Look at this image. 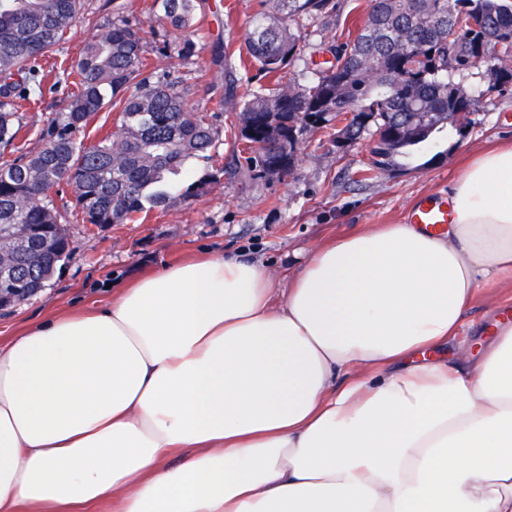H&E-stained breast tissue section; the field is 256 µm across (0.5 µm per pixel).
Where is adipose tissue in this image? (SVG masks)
I'll use <instances>...</instances> for the list:
<instances>
[{
  "label": "adipose tissue",
  "mask_w": 512,
  "mask_h": 512,
  "mask_svg": "<svg viewBox=\"0 0 512 512\" xmlns=\"http://www.w3.org/2000/svg\"><path fill=\"white\" fill-rule=\"evenodd\" d=\"M432 235L375 224L282 279L203 254L0 346V512H512V144ZM178 465H169L171 457ZM481 288L496 289L493 291L481 289L478 292L472 310L468 315L466 326L464 328L465 333L468 336L464 337H467L468 346L471 352L479 350L478 344L482 342L485 335L488 336L493 326V321L498 318L501 311L505 312L510 310L509 316L510 319H512V288H509L508 285L483 286ZM490 293L495 294L499 307L501 308L494 317H492V312L487 304V295Z\"/></svg>",
  "instance_id": "1"
}]
</instances>
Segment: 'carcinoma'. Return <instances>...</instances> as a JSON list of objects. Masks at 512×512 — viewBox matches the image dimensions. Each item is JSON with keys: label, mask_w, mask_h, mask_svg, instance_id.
<instances>
[{"label": "carcinoma", "mask_w": 512, "mask_h": 512, "mask_svg": "<svg viewBox=\"0 0 512 512\" xmlns=\"http://www.w3.org/2000/svg\"><path fill=\"white\" fill-rule=\"evenodd\" d=\"M201 0H154L149 22L169 26L180 40L165 44L189 59ZM286 15L261 11L247 43L250 64L273 88L255 94L237 116L242 139L256 147L248 171L283 175L298 162L308 130L344 121L351 140L374 138L370 170L388 168L408 147L434 149V132L462 133L474 98L455 77L485 67L512 82V0H370L355 35L331 38L329 65L307 85L283 83L284 70L304 56L302 15L331 23L341 0H277ZM83 0H0V234L29 232L24 250L0 272V295L20 302L38 293L72 254L61 213L46 193L71 187L85 224L103 228L138 220L153 208L195 197L224 173L187 182L185 163L208 160L217 127L187 108L177 81L146 53L141 23L108 22L61 71L74 88L67 111L51 118L41 147L18 143L17 101L41 88V62L76 21ZM107 108L119 125L86 147L78 134Z\"/></svg>", "instance_id": "cac0c4a2"}]
</instances>
